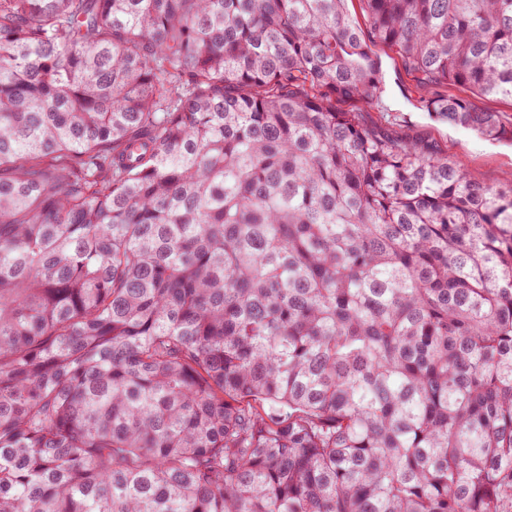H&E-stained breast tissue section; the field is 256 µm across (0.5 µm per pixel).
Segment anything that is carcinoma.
<instances>
[{
  "mask_svg": "<svg viewBox=\"0 0 512 512\" xmlns=\"http://www.w3.org/2000/svg\"><path fill=\"white\" fill-rule=\"evenodd\" d=\"M0 0V512H512V0ZM385 74V91L363 118L367 125L391 136L436 146L472 179L495 185L512 184V147L492 144L471 131L432 119L414 107L418 93L396 55L376 47Z\"/></svg>",
  "mask_w": 512,
  "mask_h": 512,
  "instance_id": "carcinoma-1",
  "label": "carcinoma"
}]
</instances>
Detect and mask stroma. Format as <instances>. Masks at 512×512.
<instances>
[{
    "mask_svg": "<svg viewBox=\"0 0 512 512\" xmlns=\"http://www.w3.org/2000/svg\"><path fill=\"white\" fill-rule=\"evenodd\" d=\"M385 74V91L363 118L367 125L391 136L436 146L472 179L495 185L512 184V146L493 144L471 131L449 126L415 108L418 93L396 55L377 47Z\"/></svg>",
    "mask_w": 512,
    "mask_h": 512,
    "instance_id": "1",
    "label": "stroma"
}]
</instances>
